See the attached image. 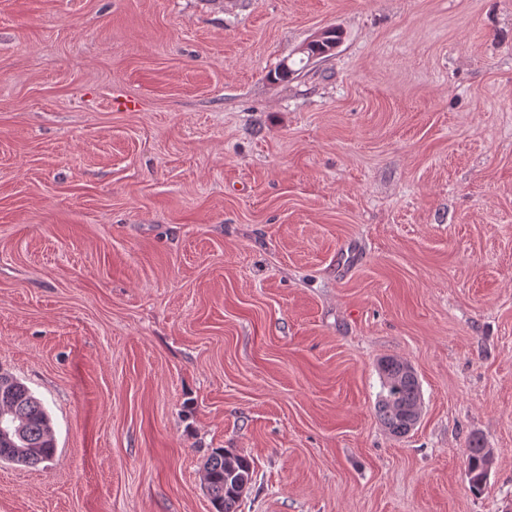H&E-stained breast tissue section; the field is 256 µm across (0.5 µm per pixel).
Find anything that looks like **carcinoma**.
<instances>
[{
	"mask_svg": "<svg viewBox=\"0 0 512 512\" xmlns=\"http://www.w3.org/2000/svg\"><path fill=\"white\" fill-rule=\"evenodd\" d=\"M382 391L375 405L376 413L394 436L411 431V412L421 401L420 384L416 374L408 371L405 362L386 358L379 363ZM20 422L19 434L0 433V454L7 448H33L44 459H51L56 452L54 437L50 434V418L41 402L20 381L0 387V412ZM490 449L474 438L469 443L467 464L470 486L478 491L487 480ZM204 467L208 473L207 491L215 512H236L242 485L252 479L250 461L222 449L213 451Z\"/></svg>",
	"mask_w": 512,
	"mask_h": 512,
	"instance_id": "cac0c4a2",
	"label": "carcinoma"
}]
</instances>
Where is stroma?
Here are the masks:
<instances>
[{
	"label": "stroma",
	"instance_id": "35a3bbf8",
	"mask_svg": "<svg viewBox=\"0 0 512 512\" xmlns=\"http://www.w3.org/2000/svg\"><path fill=\"white\" fill-rule=\"evenodd\" d=\"M0 370V512H512V0H0ZM382 391L375 405L376 413L394 436L411 431V412L421 402V390L415 373L408 371L405 362L386 358L379 363ZM0 377L5 378L7 386L1 385L0 389V414L1 411L9 417L20 422L22 432L20 434L0 433V454L6 448H19L14 455L2 460L10 462H23L27 464H39L40 457L53 459L56 452V444L53 435L50 434V418L41 402L31 393L29 388L20 381H16L11 374L0 372ZM28 448H34L36 454ZM490 448H484L479 438H473L469 443L467 464L470 486L479 491L487 480L489 472ZM204 467L207 472L204 469L203 480L206 485L208 473L206 487L215 512H236L240 489L252 479L250 461L245 456L216 449L207 457Z\"/></svg>",
	"mask_w": 512,
	"mask_h": 512
}]
</instances>
